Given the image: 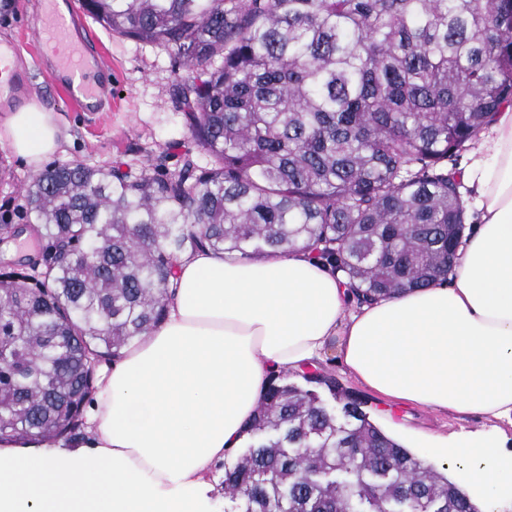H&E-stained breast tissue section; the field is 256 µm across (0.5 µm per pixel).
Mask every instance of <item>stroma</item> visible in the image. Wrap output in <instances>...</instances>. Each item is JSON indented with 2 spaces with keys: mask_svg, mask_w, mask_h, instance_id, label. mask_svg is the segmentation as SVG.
<instances>
[{
  "mask_svg": "<svg viewBox=\"0 0 512 512\" xmlns=\"http://www.w3.org/2000/svg\"><path fill=\"white\" fill-rule=\"evenodd\" d=\"M39 9L40 0H0V43L15 44L20 57L29 62L40 45L39 32L31 23ZM86 26L91 48L104 55L112 67L109 108L81 111L64 101L46 68L32 71L28 100L54 113L68 138L56 161H84L105 168L118 161L138 167L160 162L166 171L173 172L189 154L199 165H207L209 158L191 141L179 109L176 79L183 67L176 52L121 36L91 18ZM488 139V133H481L448 164L460 178L464 223L469 227L476 221L477 192L466 172ZM33 174V168L13 154L8 143L0 142V214L15 229L14 235L0 237V268L30 267L46 249V241L35 234L34 222L24 207L23 188ZM321 368L364 400L372 421H380L385 410H392L394 421L403 425L409 442L444 438L453 442L467 433L489 429L503 447L512 449L511 426L504 424L493 430L475 415L449 417L416 405L388 408L381 397L349 377L333 352L323 357Z\"/></svg>",
  "mask_w": 512,
  "mask_h": 512,
  "instance_id": "35a3bbf8",
  "label": "stroma"
}]
</instances>
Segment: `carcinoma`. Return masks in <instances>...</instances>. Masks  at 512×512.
<instances>
[{"label": "carcinoma", "mask_w": 512, "mask_h": 512, "mask_svg": "<svg viewBox=\"0 0 512 512\" xmlns=\"http://www.w3.org/2000/svg\"><path fill=\"white\" fill-rule=\"evenodd\" d=\"M175 48L191 140L173 174L54 163L24 188L43 269L0 270V436L75 431L100 362L165 316L178 258L308 249L359 300L448 278V159L512 105V0H83ZM270 377L224 468L233 512H478L319 367ZM324 387L329 397L316 388Z\"/></svg>", "instance_id": "carcinoma-1"}]
</instances>
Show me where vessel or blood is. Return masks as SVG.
<instances>
[{"instance_id":"vessel-or-blood-1","label":"vessel or blood","mask_w":512,"mask_h":512,"mask_svg":"<svg viewBox=\"0 0 512 512\" xmlns=\"http://www.w3.org/2000/svg\"><path fill=\"white\" fill-rule=\"evenodd\" d=\"M35 25L41 33V57L51 58L50 80L68 102L84 108L101 107L112 95V71L101 54L88 52L83 44L78 0L59 8L58 0H41ZM29 68L21 65L7 82L0 83V112L17 107L28 88Z\"/></svg>"}]
</instances>
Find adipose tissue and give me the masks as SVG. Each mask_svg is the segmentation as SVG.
Returning a JSON list of instances; mask_svg holds the SVG:
<instances>
[{"mask_svg": "<svg viewBox=\"0 0 512 512\" xmlns=\"http://www.w3.org/2000/svg\"><path fill=\"white\" fill-rule=\"evenodd\" d=\"M33 169L60 130L31 103L0 140ZM478 222L445 282L355 304L347 279L306 250L260 259L201 249L177 262L166 316L106 369L84 434L0 439V512H216L213 471L269 378L337 346L346 372L390 404L512 426V108L472 164ZM433 458L512 497V450L473 436Z\"/></svg>", "mask_w": 512, "mask_h": 512, "instance_id": "1", "label": "adipose tissue"}]
</instances>
